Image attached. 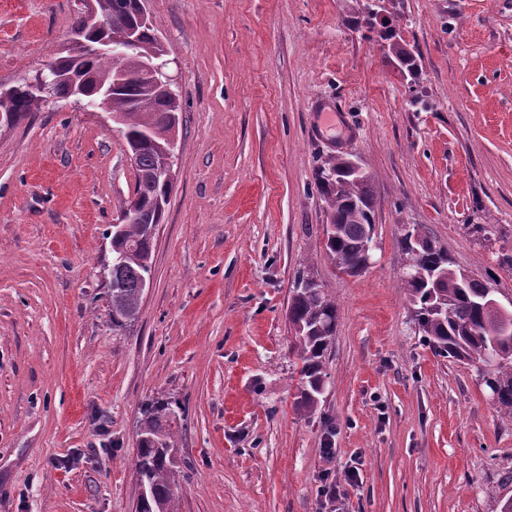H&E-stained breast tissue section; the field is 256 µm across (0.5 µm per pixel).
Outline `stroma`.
<instances>
[{"mask_svg":"<svg viewBox=\"0 0 512 512\" xmlns=\"http://www.w3.org/2000/svg\"><path fill=\"white\" fill-rule=\"evenodd\" d=\"M78 0H0V83L71 44ZM181 112L133 325L99 271L137 179L101 110L0 129V512H136L137 420L174 398L179 512H499L512 422L437 355L401 278L408 224L512 299V0H385L417 82L345 0H147ZM430 103L416 110L413 96ZM359 157L371 265L337 270L317 169ZM492 225L485 234L483 225ZM338 306L317 411L296 407L299 272Z\"/></svg>","mask_w":512,"mask_h":512,"instance_id":"35a3bbf8","label":"stroma"}]
</instances>
